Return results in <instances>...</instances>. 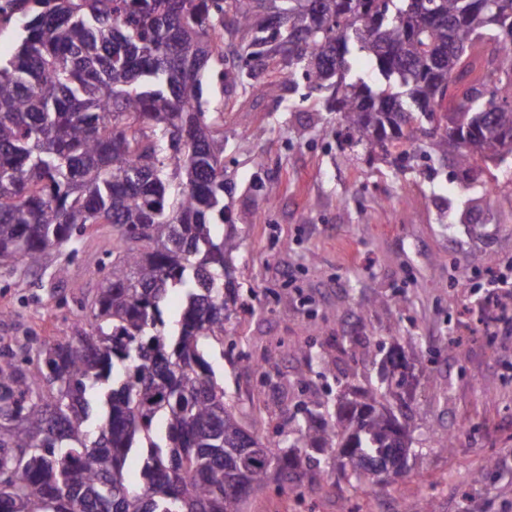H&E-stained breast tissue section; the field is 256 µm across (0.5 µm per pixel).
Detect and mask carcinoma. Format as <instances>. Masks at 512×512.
<instances>
[{
    "label": "carcinoma",
    "mask_w": 512,
    "mask_h": 512,
    "mask_svg": "<svg viewBox=\"0 0 512 512\" xmlns=\"http://www.w3.org/2000/svg\"><path fill=\"white\" fill-rule=\"evenodd\" d=\"M0 58V262L51 265L93 224L112 226V261L85 323L42 344L0 347V512H243L275 477L310 483L313 451L361 490L408 441L392 379L330 412L293 417L267 445L224 404L212 350L235 291L224 224V132L207 117L205 72L224 66V11L248 56L282 83L304 72L350 141L408 153L417 134L469 170L512 156V0H19ZM367 57L365 74L351 61ZM183 303L166 332L170 292ZM246 448L259 456L241 459ZM141 460L139 481L127 461Z\"/></svg>",
    "instance_id": "obj_1"
}]
</instances>
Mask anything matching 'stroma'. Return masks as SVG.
I'll use <instances>...</instances> for the list:
<instances>
[{
  "instance_id": "stroma-1",
  "label": "stroma",
  "mask_w": 512,
  "mask_h": 512,
  "mask_svg": "<svg viewBox=\"0 0 512 512\" xmlns=\"http://www.w3.org/2000/svg\"><path fill=\"white\" fill-rule=\"evenodd\" d=\"M277 79L259 65L247 87L204 84L221 113L224 222L239 243L238 298L212 352L217 379L275 444L298 408L380 385L383 361L398 352L415 454L405 474L368 492L328 463L321 483L269 484L246 512H398L423 492L430 512H512V465L502 464L512 458V338L473 315L488 273H512V163H479L465 179L423 136L408 158L369 154L347 141L326 92ZM257 127L262 137L251 136ZM494 177L499 193L481 201ZM111 249V228L78 237L58 257L61 284L49 268L0 266V346L69 333ZM349 336L360 339L352 352L342 347ZM450 433L452 450L437 448Z\"/></svg>"
}]
</instances>
